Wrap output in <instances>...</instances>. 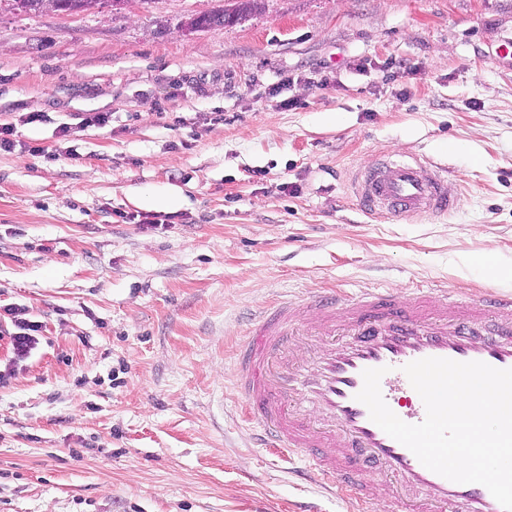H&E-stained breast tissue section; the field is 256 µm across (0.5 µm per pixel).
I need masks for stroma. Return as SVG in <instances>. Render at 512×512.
<instances>
[{
  "label": "stroma",
  "mask_w": 512,
  "mask_h": 512,
  "mask_svg": "<svg viewBox=\"0 0 512 512\" xmlns=\"http://www.w3.org/2000/svg\"><path fill=\"white\" fill-rule=\"evenodd\" d=\"M223 5L0 0V306L42 324L22 360L0 333V512H353L259 445L250 321L315 291L512 294V0H265L181 32ZM415 153L458 210L362 212L350 171ZM15 8L26 13L39 14L51 7L58 12H65L69 15L89 11L102 4L101 0H11ZM265 0H225L224 7L193 17L188 26L194 31L215 27L226 28L245 20L262 9Z\"/></svg>",
  "instance_id": "35a3bbf8"
}]
</instances>
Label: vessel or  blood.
I'll list each match as a JSON object with an SVG mask.
<instances>
[{
  "label": "vessel or blood",
  "instance_id": "1",
  "mask_svg": "<svg viewBox=\"0 0 512 512\" xmlns=\"http://www.w3.org/2000/svg\"><path fill=\"white\" fill-rule=\"evenodd\" d=\"M349 187L366 213L382 217L445 215L459 205L447 169L416 154L358 169ZM301 328L345 342L323 346L300 370L288 361V338ZM430 357L512 368V298L489 289L464 300L430 289L353 300L315 294L269 308L239 347L236 388L274 446L306 456L319 482L362 507L503 512L485 486L456 483L423 466L356 398L363 371L383 369L380 389L389 408L406 423L422 422L425 406L403 368Z\"/></svg>",
  "mask_w": 512,
  "mask_h": 512
}]
</instances>
